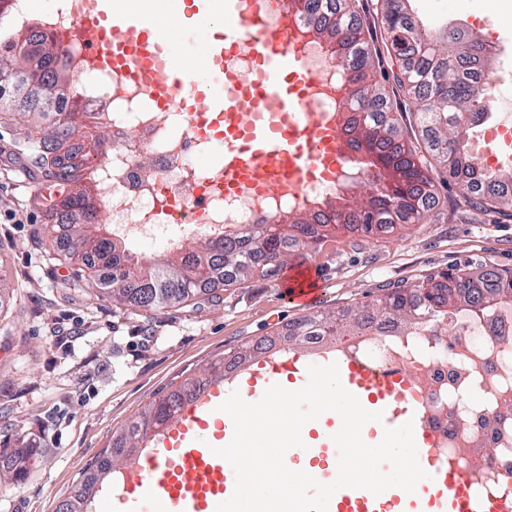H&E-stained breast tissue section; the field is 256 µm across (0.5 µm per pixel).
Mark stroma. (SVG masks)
I'll list each match as a JSON object with an SVG mask.
<instances>
[{
  "label": "stroma",
  "mask_w": 512,
  "mask_h": 512,
  "mask_svg": "<svg viewBox=\"0 0 512 512\" xmlns=\"http://www.w3.org/2000/svg\"><path fill=\"white\" fill-rule=\"evenodd\" d=\"M431 22L469 29L489 19L512 34V0H415ZM0 113V270L13 290L0 301V512H57L88 464L164 392L202 374L215 358L281 332L308 310L360 307L381 285L474 263L512 268V217L467 207L445 170L434 171L438 203L420 224L367 235L338 231L291 253L289 266L316 267L322 296L312 308L288 303L279 278L225 288L221 302L180 309L116 306L88 288L46 229L57 216L53 182L28 166L26 125L52 129L54 113L20 123Z\"/></svg>",
  "instance_id": "35a3bbf8"
}]
</instances>
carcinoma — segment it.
<instances>
[{"label":"carcinoma","instance_id":"1","mask_svg":"<svg viewBox=\"0 0 512 512\" xmlns=\"http://www.w3.org/2000/svg\"><path fill=\"white\" fill-rule=\"evenodd\" d=\"M357 0H303L302 13L323 41L342 42L341 65L365 79L363 88L349 92L346 117L351 141L374 169L373 190L358 198L338 200L314 217L299 212L277 226L247 224L221 239L220 250L208 240L191 251L176 249L155 261H141L112 240L106 225L91 222L92 211L83 193L66 198L80 220L57 224L53 232L63 247L64 257L90 270L89 287L121 306L169 308L205 294L220 299L212 285L240 284L258 273L265 278L278 274L284 257L313 244L338 226L366 234L386 232L398 224H418L432 210L438 198L432 170L439 165L460 186L469 206L486 213L512 210V170L487 173L469 151L471 129L489 115L483 102L482 81L493 68V57L477 38L460 29L443 27L433 33L422 31L412 13L413 0H375L377 15L387 33L386 48L399 63L398 71L371 78L374 70L372 47L363 23L358 20ZM57 45L37 34L24 44L0 45V59H10L13 70L0 69V101L24 91L32 105L40 100L41 88L59 83L60 72L52 68ZM393 81L419 105V139L404 138L386 118L388 97L385 83ZM31 162L53 173L56 185L77 183L81 163L78 154L88 156L85 143H73L70 120L60 122L51 132L33 129L25 134ZM274 252L276 264L267 256ZM512 303V271L476 264L462 273L438 272L422 276L409 286L383 289L374 304L361 311L344 309L309 314L274 337L279 344L301 345L304 337L352 333L365 318H389L413 327L427 312L445 315V309L464 307L483 312ZM252 356L244 345L231 360L222 357L211 363L200 378H187L178 389L145 408L127 428L112 436V447L103 451L95 472L105 473L121 458L140 447L146 432L166 424L182 401L210 380L224 373V364L239 365Z\"/></svg>","mask_w":512,"mask_h":512}]
</instances>
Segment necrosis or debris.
Returning <instances> with one entry per match:
<instances>
[{
	"label": "necrosis or debris",
	"mask_w": 512,
	"mask_h": 512,
	"mask_svg": "<svg viewBox=\"0 0 512 512\" xmlns=\"http://www.w3.org/2000/svg\"><path fill=\"white\" fill-rule=\"evenodd\" d=\"M76 3L57 0L55 9L37 18L30 0H9L0 10V42L32 27L58 43L56 67L78 80L61 98L60 116L87 113L112 140L111 155L88 166L87 203L106 212L114 238L135 237L156 250L190 231L213 240L279 215L320 213L326 201L361 181L360 170L349 164L336 180L310 182L296 195L225 193L222 174L203 175L193 164L212 142L198 132L180 94L157 93L131 67H87L88 49L74 29ZM268 20L293 26L324 87L319 111H336L346 72L304 17L275 12ZM334 347L384 371L406 374L408 397L438 456L465 472L487 499L512 502V481L505 478L512 471V304L482 313L452 311L443 322L426 314L410 329L374 320L362 334L337 337Z\"/></svg>",
	"instance_id": "1"
}]
</instances>
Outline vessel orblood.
I'll list each match as a JSON object with an SVG mask.
<instances>
[{
    "mask_svg": "<svg viewBox=\"0 0 512 512\" xmlns=\"http://www.w3.org/2000/svg\"><path fill=\"white\" fill-rule=\"evenodd\" d=\"M282 6L283 0H183L163 25L132 8L115 7L112 0H87L76 29L93 48L90 66L112 69L132 62L138 77L159 90H191L200 105L199 125L213 131L224 148L225 190L296 194L306 179L333 176L355 153L343 132V113L317 111L320 80L300 44L285 29L263 23ZM246 51L256 72L252 80L231 64ZM317 279L308 264L283 280L281 290L289 303L309 306L321 295ZM336 363L343 387L365 409L382 415L367 424L365 439L381 441L385 429L412 423L417 456L428 459L431 470L423 494L409 496L391 487L376 495L345 487L332 495L328 512H512L511 503L485 499L437 460L429 432L402 395L408 386L403 376L379 373L352 357H337ZM309 364L299 356L268 358L207 383L172 420L148 434L124 463L121 484L98 499L95 512H112L116 497L127 512H216L235 489L233 467L214 453L234 433L220 404L235 391L256 402L273 385L300 389L308 382ZM334 432V418L310 424L303 447L287 452L304 457L322 483L333 482L338 472Z\"/></svg>",
    "mask_w": 512,
    "mask_h": 512,
    "instance_id": "1",
    "label": "vessel or blood"
}]
</instances>
